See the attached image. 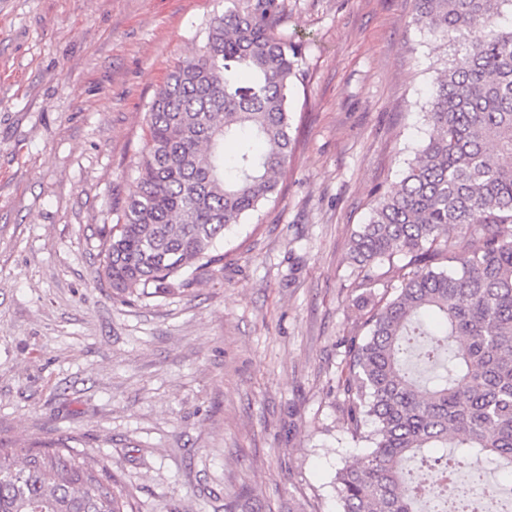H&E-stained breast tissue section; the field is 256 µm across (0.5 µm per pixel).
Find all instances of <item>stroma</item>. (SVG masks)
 Segmentation results:
<instances>
[{
    "label": "stroma",
    "instance_id": "35a3bbf8",
    "mask_svg": "<svg viewBox=\"0 0 512 512\" xmlns=\"http://www.w3.org/2000/svg\"><path fill=\"white\" fill-rule=\"evenodd\" d=\"M277 2L301 53L277 199L189 294L121 306L99 229L224 0H0V443L79 437L137 512H338L335 474L368 451L337 368L392 273L350 241L427 140L455 47L415 0Z\"/></svg>",
    "mask_w": 512,
    "mask_h": 512
}]
</instances>
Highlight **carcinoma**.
Listing matches in <instances>:
<instances>
[{"instance_id":"obj_1","label":"carcinoma","mask_w":512,"mask_h":512,"mask_svg":"<svg viewBox=\"0 0 512 512\" xmlns=\"http://www.w3.org/2000/svg\"><path fill=\"white\" fill-rule=\"evenodd\" d=\"M415 4L467 45L427 100L428 141L352 239L359 266L402 256L410 271L345 350L347 430L370 451L335 474L342 512H419L455 494L472 457L512 471V31L498 29L512 0ZM276 14L275 0H224L152 100L137 189L100 229L99 280L120 304L190 292L189 270L221 265L225 231L278 193L297 52ZM0 512L136 508L105 458L62 436L0 447Z\"/></svg>"}]
</instances>
